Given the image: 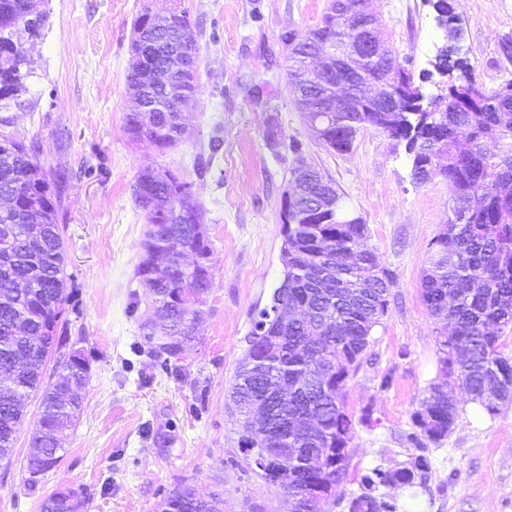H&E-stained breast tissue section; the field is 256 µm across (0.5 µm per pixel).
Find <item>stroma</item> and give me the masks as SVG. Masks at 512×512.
Instances as JSON below:
<instances>
[{
	"instance_id": "stroma-1",
	"label": "stroma",
	"mask_w": 512,
	"mask_h": 512,
	"mask_svg": "<svg viewBox=\"0 0 512 512\" xmlns=\"http://www.w3.org/2000/svg\"><path fill=\"white\" fill-rule=\"evenodd\" d=\"M461 55L479 85L512 79V0H453ZM329 0H42L43 21L22 43L23 88L0 102V135L31 149L55 179L72 346L91 371L80 386L77 425L61 436L57 464L29 484L30 435L39 418L29 398L10 460L0 461V512H41L70 489L80 512H156L180 482L222 494L224 512H288V497L261 479L240 444L243 419L230 388L260 311L282 279V197L298 166L318 169L360 211L373 250L394 282L387 314L345 386L359 423L348 478L329 512H349L360 478L429 461L421 487L376 488L399 512H512V404L494 414L464 402L448 436L418 449L412 415L441 378L436 323L420 279L434 238L448 222V184H414L403 144L373 128L350 153L327 150L299 112L287 76L284 30L306 36ZM186 15L200 48L191 126L176 147L131 143L129 72L133 24L143 6ZM381 30L414 74L430 69L445 32L430 0H370ZM220 139L212 151V139ZM166 167L191 185L210 240L213 284L198 335L180 358L156 357L142 323L153 295L134 271L148 228L134 201L139 172Z\"/></svg>"
}]
</instances>
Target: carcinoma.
<instances>
[{
	"mask_svg": "<svg viewBox=\"0 0 512 512\" xmlns=\"http://www.w3.org/2000/svg\"><path fill=\"white\" fill-rule=\"evenodd\" d=\"M336 0L322 17L313 37L304 39L289 56V77L294 92L309 103L303 113L315 138L338 154L352 150L348 131L355 127H382L404 144L411 159V176L422 184L441 176L448 181L453 206L448 224L432 242L429 265L420 282L421 297L432 316L450 326L438 334L444 380L430 387L413 413L419 432L409 436L418 448L439 443L458 417L461 386L470 402L490 414L512 402V356L502 351L500 334L512 329V162L484 151L482 142L512 143V80L494 90L479 86L468 62L447 57L450 79L437 94L423 89L428 75L415 76L393 50L372 56L367 52L359 68L376 81L392 80L403 110L398 122L386 121L378 104L359 102L356 112L325 106L324 89L297 81L296 69L311 66L320 45L336 38ZM33 0H0V100L21 88V33L33 27ZM189 27L178 14L158 30L146 6L133 31L158 44L177 37ZM164 112H128L125 125L130 140L163 152L181 139L189 113L174 112L161 89L152 92ZM311 195L289 206V217L299 219L282 232L280 250L283 276L270 305L248 337L244 360L255 362L254 374L242 384L235 381L232 398L243 419L251 405L263 399L265 385L288 378L296 399L284 411L318 416L320 434L303 437L300 447L312 454L301 459L288 454L294 447L288 436L277 437L265 470L258 475L271 481L280 475L284 491L307 498L308 512H327L336 485L347 475L349 444L354 421L344 402L348 378L359 366L374 328L386 315L393 275L372 274L378 256L359 248L367 224H346L340 211L350 210L345 193L318 170L304 174ZM11 201L0 213V460L13 451L14 436L24 416V401L40 397L41 413L32 432L30 473L42 475L61 458L59 435L73 427L82 410L77 392L88 376L87 358L56 361L58 379L43 384L52 357L64 356L69 337L62 320L71 301L66 287L64 242L60 230V200L56 183L35 162L23 142L0 137V198ZM135 201L146 213L148 230L135 274L153 292V318L143 336L158 356L179 358L195 339L192 306L203 303L200 293L212 286L208 265L211 250L200 206L190 185L174 171L158 177L147 168L140 172ZM356 251L351 268L336 266V252ZM190 250L199 257L192 268L181 259ZM308 302L314 315L308 321L280 324L273 311L281 306ZM325 368L326 380L318 393L310 389L313 367ZM246 452L265 447L263 430L243 424ZM428 460L417 456L398 469L375 468L361 478L365 492L350 502V512H397V504L372 494L378 486L415 487L426 482ZM79 502L71 491H58L41 504V512H76ZM157 512H224V500L214 494L205 499L188 484L174 487L158 504Z\"/></svg>",
	"mask_w": 512,
	"mask_h": 512,
	"instance_id": "carcinoma-1",
	"label": "carcinoma"
}]
</instances>
